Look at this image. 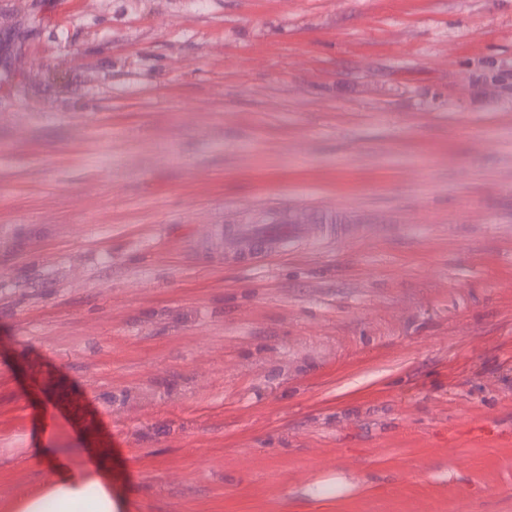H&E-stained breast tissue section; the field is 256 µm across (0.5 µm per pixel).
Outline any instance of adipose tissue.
<instances>
[{"mask_svg":"<svg viewBox=\"0 0 512 512\" xmlns=\"http://www.w3.org/2000/svg\"><path fill=\"white\" fill-rule=\"evenodd\" d=\"M36 457L51 478L39 492L17 503L14 512H127V500L113 499L112 485L101 471L64 467L52 448L37 449Z\"/></svg>","mask_w":512,"mask_h":512,"instance_id":"adipose-tissue-1","label":"adipose tissue"}]
</instances>
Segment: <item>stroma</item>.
<instances>
[{"label":"stroma","mask_w":512,"mask_h":512,"mask_svg":"<svg viewBox=\"0 0 512 512\" xmlns=\"http://www.w3.org/2000/svg\"><path fill=\"white\" fill-rule=\"evenodd\" d=\"M282 209L339 232L215 234ZM39 446L130 512H512V0H0V512ZM319 225L318 230L312 232L302 224H288L287 216L280 214L273 224H240L236 232L245 246L243 257L279 258L292 253L301 240L318 243L336 235V225Z\"/></svg>","instance_id":"1"}]
</instances>
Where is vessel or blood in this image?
Listing matches in <instances>:
<instances>
[{"instance_id": "1", "label": "vessel or blood", "mask_w": 512, "mask_h": 512, "mask_svg": "<svg viewBox=\"0 0 512 512\" xmlns=\"http://www.w3.org/2000/svg\"><path fill=\"white\" fill-rule=\"evenodd\" d=\"M236 232L244 243L245 256L279 258L292 253L299 241L317 243L334 236L336 227L323 224L313 232L304 225L289 223L287 216L281 215L270 224L239 225Z\"/></svg>"}]
</instances>
